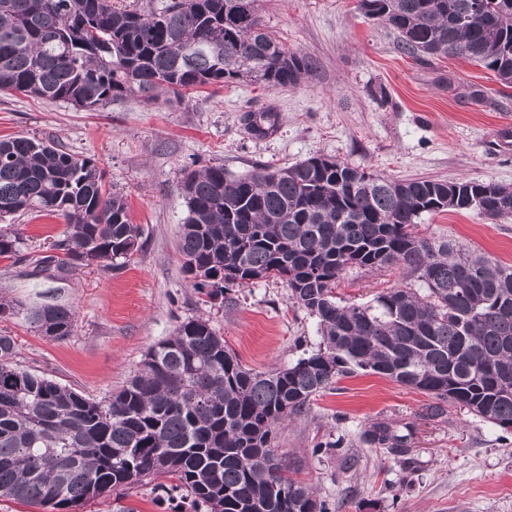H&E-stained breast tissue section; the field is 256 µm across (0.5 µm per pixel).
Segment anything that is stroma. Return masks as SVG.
<instances>
[{"label":"stroma","mask_w":512,"mask_h":512,"mask_svg":"<svg viewBox=\"0 0 512 512\" xmlns=\"http://www.w3.org/2000/svg\"><path fill=\"white\" fill-rule=\"evenodd\" d=\"M357 3L260 0L265 27L315 63L295 87L211 85L97 111L0 95V137L35 136L93 159L141 230L122 267L91 261L45 269L38 261L63 239L64 221L13 218L21 245L0 256V302L18 313L0 316V334L14 339L20 366L99 399L124 385L152 346L198 317L258 371L294 366L318 349L316 318L289 300L279 280L231 287L220 301L192 287L178 251L184 169L221 164L240 175L327 155L397 180L512 186V88L462 58L404 54L397 33ZM474 88L484 98H472ZM248 110L271 112L274 131L252 134L240 120ZM418 231L512 265V218L492 224L447 210L423 215ZM404 279L396 267L353 269L335 293L365 303ZM46 303L74 310L69 338L48 340L25 318ZM380 424L403 436L405 453L366 442ZM337 439L339 451H319ZM276 444L289 476L335 512H512V431L377 374L359 371L317 393Z\"/></svg>","instance_id":"obj_1"}]
</instances>
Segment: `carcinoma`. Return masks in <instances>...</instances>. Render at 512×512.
I'll return each mask as SVG.
<instances>
[{
	"label": "carcinoma",
	"instance_id": "1",
	"mask_svg": "<svg viewBox=\"0 0 512 512\" xmlns=\"http://www.w3.org/2000/svg\"><path fill=\"white\" fill-rule=\"evenodd\" d=\"M260 0H0V93L98 110L114 100L180 96L205 85L294 87L314 63L264 26ZM359 0L409 55L462 58L512 88V0ZM495 183L392 180L317 155L233 175L222 165L185 172L187 216L179 252L192 285L211 299L228 286L281 279L318 321V350L295 366H244L209 320L182 322L136 374L101 398L22 368L0 335V497L44 512L158 476L160 496L180 490L204 512H330L288 476L274 448L288 419L356 369L369 370L512 428V265L417 231L441 210L512 218ZM40 213L64 220L58 247L73 261L117 265L138 246L121 195L94 161L35 136L0 140V220ZM20 238L0 228V256ZM406 271L371 301L347 303L336 281L351 268ZM56 325L75 326L55 305ZM371 441L404 450L389 427Z\"/></svg>",
	"mask_w": 512,
	"mask_h": 512
}]
</instances>
